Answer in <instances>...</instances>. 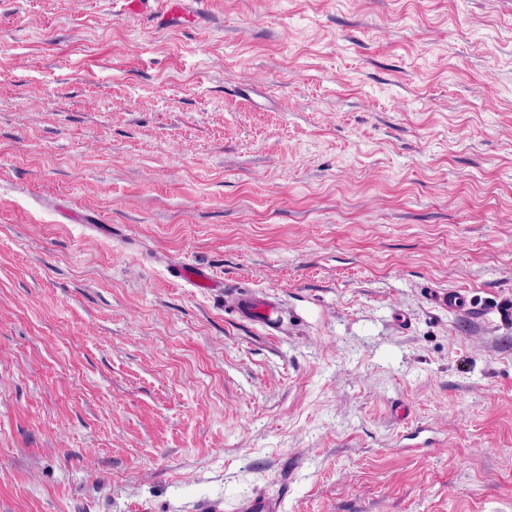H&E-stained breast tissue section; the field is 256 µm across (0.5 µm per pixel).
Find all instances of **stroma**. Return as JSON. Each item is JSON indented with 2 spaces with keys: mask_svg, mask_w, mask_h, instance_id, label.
I'll return each mask as SVG.
<instances>
[{
  "mask_svg": "<svg viewBox=\"0 0 512 512\" xmlns=\"http://www.w3.org/2000/svg\"><path fill=\"white\" fill-rule=\"evenodd\" d=\"M202 8L0 0V512H512V0ZM120 11L125 15L139 16L149 13L152 20L166 21L170 19L183 20L198 24L200 15L190 0H120ZM175 277L195 288L210 289L217 288L218 283L211 279L202 269L192 265L182 266ZM238 320L276 330L280 325V307L276 298L259 296L250 291L238 293L234 303Z\"/></svg>",
  "mask_w": 512,
  "mask_h": 512,
  "instance_id": "stroma-1",
  "label": "stroma"
}]
</instances>
